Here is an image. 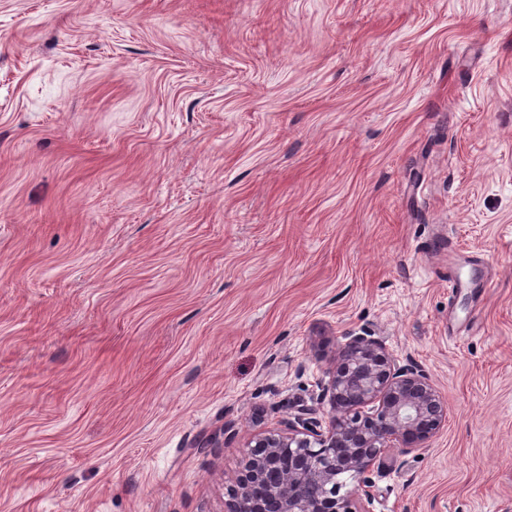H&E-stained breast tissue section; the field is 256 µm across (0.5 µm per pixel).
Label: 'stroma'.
I'll use <instances>...</instances> for the list:
<instances>
[{
    "label": "stroma",
    "instance_id": "1",
    "mask_svg": "<svg viewBox=\"0 0 512 512\" xmlns=\"http://www.w3.org/2000/svg\"><path fill=\"white\" fill-rule=\"evenodd\" d=\"M365 330L367 512H512V0H0V512H224Z\"/></svg>",
    "mask_w": 512,
    "mask_h": 512
}]
</instances>
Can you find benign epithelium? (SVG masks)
I'll return each mask as SVG.
<instances>
[{"mask_svg":"<svg viewBox=\"0 0 512 512\" xmlns=\"http://www.w3.org/2000/svg\"><path fill=\"white\" fill-rule=\"evenodd\" d=\"M320 409L297 407L285 428L256 434L225 512H362L375 464L428 446L448 420V405L416 364L400 366L369 332L336 348L320 383ZM348 471L359 482L340 488Z\"/></svg>","mask_w":512,"mask_h":512,"instance_id":"benign-epithelium-1","label":"benign epithelium"}]
</instances>
